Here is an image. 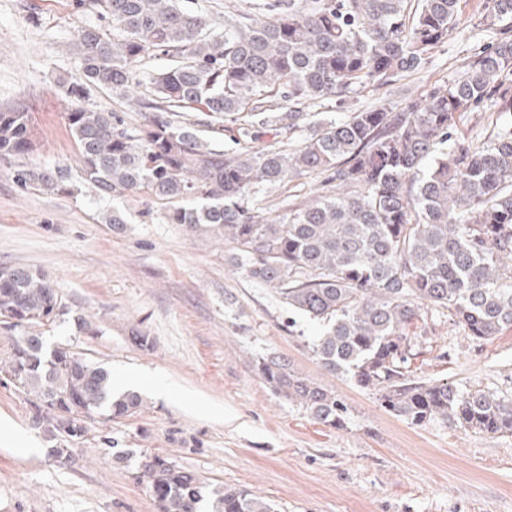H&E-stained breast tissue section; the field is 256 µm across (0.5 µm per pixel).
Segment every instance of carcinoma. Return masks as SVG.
<instances>
[{
  "mask_svg": "<svg viewBox=\"0 0 512 512\" xmlns=\"http://www.w3.org/2000/svg\"><path fill=\"white\" fill-rule=\"evenodd\" d=\"M101 23L78 30L83 77L63 85L79 177L102 196L146 194L169 204L166 219L232 245L229 263L275 290L288 309L322 323L312 352L332 372L372 391L390 413L421 426L441 419L465 431L512 433V398L410 377L418 351L410 329L436 310L467 336L489 341L512 329V121L482 141L458 135L469 112L489 104L512 112V0H484L473 27L496 38L464 64L460 79L435 86L397 111H346L350 95L420 72L462 22L461 0H270L265 18L207 16L181 0H79ZM165 68L138 70L150 57ZM136 98L142 122L85 105L104 86ZM335 101L340 118L314 122L307 103ZM237 125L245 145L214 147L202 128ZM308 131L295 149L246 145L253 124ZM30 114L0 109V163L23 190L64 193L71 173L34 168ZM336 192L264 219L254 197L309 173ZM30 265L0 268V316L17 320L0 375L38 408L34 426L48 455L80 442L89 426L138 412L135 391L113 393L112 373L80 353L49 356L34 329L71 313ZM254 370L276 396L316 421L342 428L348 407L336 391L266 356ZM66 395L65 406H45ZM132 470L164 512H275L251 491L209 484L156 453L138 475L134 448H107Z\"/></svg>",
  "mask_w": 512,
  "mask_h": 512,
  "instance_id": "cac0c4a2",
  "label": "carcinoma"
}]
</instances>
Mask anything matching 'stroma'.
Returning <instances> with one entry per match:
<instances>
[{
  "mask_svg": "<svg viewBox=\"0 0 512 512\" xmlns=\"http://www.w3.org/2000/svg\"><path fill=\"white\" fill-rule=\"evenodd\" d=\"M482 4L462 0L464 23L427 69L358 91L352 106L401 108L454 81L493 39L469 23ZM98 21L76 0H0V108L30 112L29 164L76 165L61 83L80 77L77 32ZM322 182L307 174L264 188L263 216L311 201ZM69 186L65 194L23 191L0 164V267L43 271L72 310L43 327L46 345H70L116 378L138 375L145 405L91 429L64 462L48 455L25 395L0 384V423L13 431L0 435V512H158L132 474L111 463L110 441L248 489L277 512H512V434L466 432L440 419L416 426L388 412L374 392L323 367L311 351L318 325L233 269L223 239L167 223L166 205L145 195L102 199L76 176ZM115 206L127 213L118 231L103 219ZM77 313L95 334L79 331ZM427 322L415 378L512 397V330L477 342L440 314ZM138 333L148 346L135 341ZM263 355L286 357L335 390L349 409L345 428L274 395L253 369ZM159 380L169 395L156 390Z\"/></svg>",
  "mask_w": 512,
  "mask_h": 512,
  "instance_id": "obj_1",
  "label": "stroma"
}]
</instances>
